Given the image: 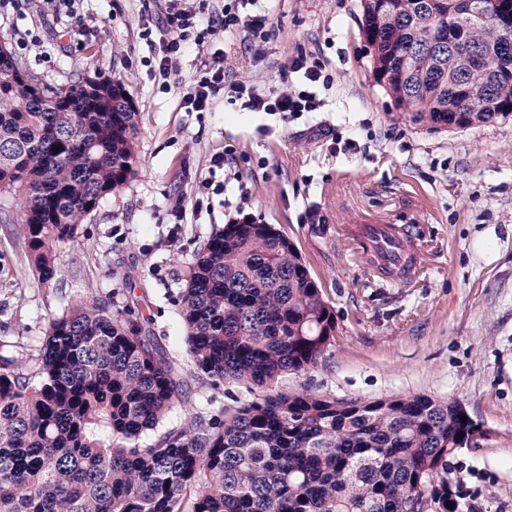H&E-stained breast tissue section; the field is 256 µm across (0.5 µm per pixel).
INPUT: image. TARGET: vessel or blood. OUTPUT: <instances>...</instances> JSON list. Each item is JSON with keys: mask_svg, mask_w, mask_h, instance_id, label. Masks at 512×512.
<instances>
[{"mask_svg": "<svg viewBox=\"0 0 512 512\" xmlns=\"http://www.w3.org/2000/svg\"><path fill=\"white\" fill-rule=\"evenodd\" d=\"M348 234L368 248L373 270L385 278H413L418 264L405 230L395 224H355Z\"/></svg>", "mask_w": 512, "mask_h": 512, "instance_id": "1", "label": "vessel or blood"}]
</instances>
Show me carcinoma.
<instances>
[{"mask_svg": "<svg viewBox=\"0 0 512 512\" xmlns=\"http://www.w3.org/2000/svg\"><path fill=\"white\" fill-rule=\"evenodd\" d=\"M362 8L375 73L412 121L448 127L485 96L490 123L512 113V52L460 71L456 50L512 32V0L485 20L454 3ZM0 49V190L21 202L24 244L42 282L102 196L136 172L137 111L123 86L83 78L53 102ZM181 317L198 373L250 398L163 429L189 380L151 330L99 300L49 322L31 372L0 359V512H461L448 457L469 437L456 403L427 396L339 400L280 381L317 366L336 322L296 248L267 224H226L189 264ZM155 438L141 444L144 436ZM453 507L446 506V502Z\"/></svg>", "mask_w": 512, "mask_h": 512, "instance_id": "cac0c4a2", "label": "carcinoma"}]
</instances>
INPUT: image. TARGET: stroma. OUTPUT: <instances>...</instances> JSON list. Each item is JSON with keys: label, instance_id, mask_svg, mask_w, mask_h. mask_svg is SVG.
<instances>
[{"label": "stroma", "instance_id": "35a3bbf8", "mask_svg": "<svg viewBox=\"0 0 512 512\" xmlns=\"http://www.w3.org/2000/svg\"><path fill=\"white\" fill-rule=\"evenodd\" d=\"M164 7L76 0L65 15L49 0H0V40L28 70L55 84L121 82L140 128L135 177L100 200L48 283L32 268L16 199L0 195V357L38 353L50 319L76 299L122 306L132 295L136 317L188 364L180 311L191 256L241 211L294 244L336 320L318 366L284 388L461 403L489 436L458 449L448 476L475 512H512V115L464 130L410 120L374 81L360 0H269L268 41L215 32L187 43L165 76L142 36ZM300 54L330 84L282 75ZM220 55L231 76L264 89H311L321 111L285 122L221 98L186 111L183 95ZM356 214L410 226L420 276L401 286L367 270L337 235ZM192 389L169 424L248 398L206 377Z\"/></svg>", "mask_w": 512, "mask_h": 512}]
</instances>
